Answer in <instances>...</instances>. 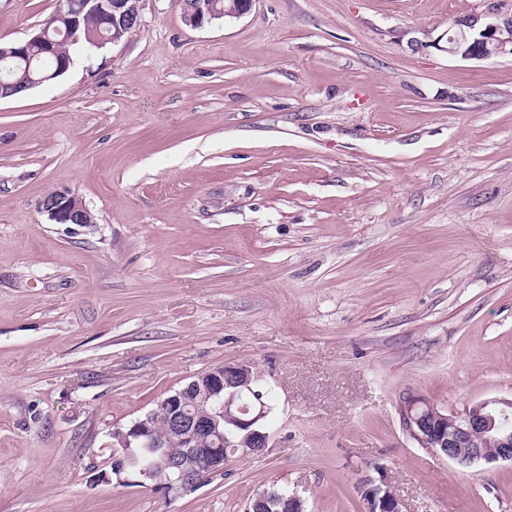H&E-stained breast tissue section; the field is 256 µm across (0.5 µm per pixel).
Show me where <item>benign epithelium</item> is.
I'll use <instances>...</instances> for the list:
<instances>
[{
    "label": "benign epithelium",
    "mask_w": 512,
    "mask_h": 512,
    "mask_svg": "<svg viewBox=\"0 0 512 512\" xmlns=\"http://www.w3.org/2000/svg\"><path fill=\"white\" fill-rule=\"evenodd\" d=\"M144 0H67L58 12L60 25H43L28 39L8 47L0 45V64L12 72L16 60L31 62L34 56L55 60L54 68L37 78L27 76L30 89L57 79L74 64L60 55L58 36L71 44L89 16L97 18L106 33L92 41L99 49L117 44L126 30L140 26ZM253 0H191L183 19L192 28L215 20L240 18ZM448 53L463 59L488 60L512 56V16L490 19L473 14L448 29ZM42 210L57 224H92L86 205L66 191L48 194ZM253 366L246 362L224 363L192 376L181 388L159 399L155 407L135 420L125 431H115L110 471L97 480L151 488L166 498L187 496L224 472L232 455H257L269 446L271 434L265 425L269 413L265 395L256 388ZM210 401L211 411L200 413L197 398ZM400 422L405 433L435 457L462 467L478 463L512 462V398H488L461 412H451L415 393L401 397ZM183 440V455L175 457L160 438L158 424ZM366 512H403L402 502L391 488L368 479L363 483ZM246 512H305L297 492L264 489L250 500Z\"/></svg>",
    "instance_id": "benign-epithelium-1"
}]
</instances>
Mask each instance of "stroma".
<instances>
[{
    "mask_svg": "<svg viewBox=\"0 0 512 512\" xmlns=\"http://www.w3.org/2000/svg\"><path fill=\"white\" fill-rule=\"evenodd\" d=\"M58 0H0V43ZM512 0H255L194 29L144 0L117 45L0 99V512H512V464L403 431L512 396V57L433 42ZM66 191L90 224L41 208ZM246 362L270 446L195 493L101 482L112 433ZM362 489L368 497L365 499L366 512H403L401 500L384 481L376 484L368 479ZM271 506L280 507L273 509ZM247 512H305L304 502L297 491L263 489L250 500Z\"/></svg>",
    "mask_w": 512,
    "mask_h": 512,
    "instance_id": "35a3bbf8",
    "label": "stroma"
}]
</instances>
